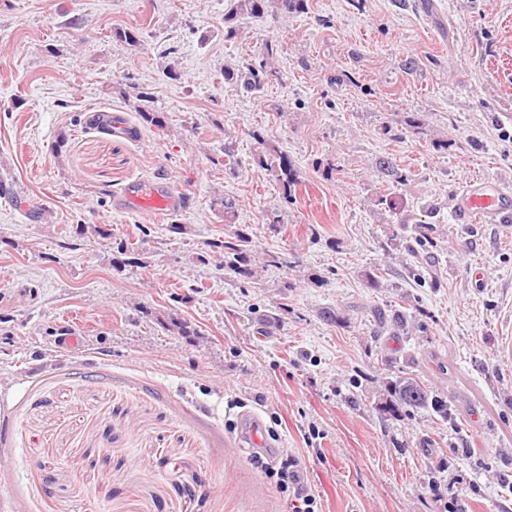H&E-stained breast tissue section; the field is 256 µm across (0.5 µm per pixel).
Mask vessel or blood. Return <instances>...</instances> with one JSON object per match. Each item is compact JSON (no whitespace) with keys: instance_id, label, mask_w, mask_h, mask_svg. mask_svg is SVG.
<instances>
[{"instance_id":"obj_1","label":"vessel or blood","mask_w":512,"mask_h":512,"mask_svg":"<svg viewBox=\"0 0 512 512\" xmlns=\"http://www.w3.org/2000/svg\"><path fill=\"white\" fill-rule=\"evenodd\" d=\"M124 210L171 212L181 198L170 182L142 181L128 186L117 200ZM453 211L459 223L484 219L491 224L512 220V191L489 182H469L453 199Z\"/></svg>"}]
</instances>
